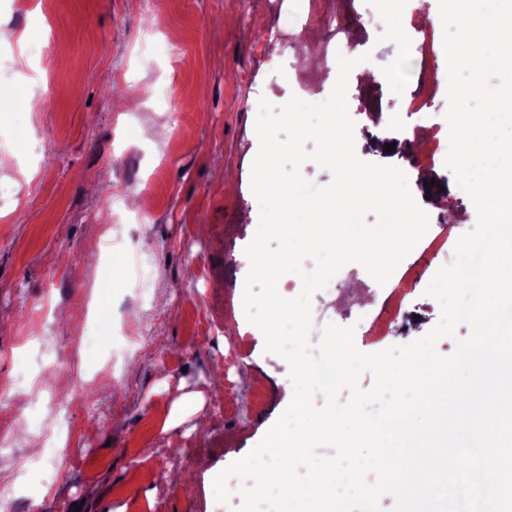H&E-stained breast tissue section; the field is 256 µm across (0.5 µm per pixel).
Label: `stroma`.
Returning a JSON list of instances; mask_svg holds the SVG:
<instances>
[{"label":"stroma","mask_w":512,"mask_h":512,"mask_svg":"<svg viewBox=\"0 0 512 512\" xmlns=\"http://www.w3.org/2000/svg\"><path fill=\"white\" fill-rule=\"evenodd\" d=\"M374 22L370 61L356 72L389 73L409 58L402 84L383 87L389 117L417 87L408 57L413 27L438 0H353ZM278 0H0V26L26 33L15 52L22 89L0 99V137L29 127L32 146L0 151V383L7 390L0 469L22 512H237L213 482L244 457L293 397L289 365L267 352L242 318L260 207L251 189L259 148L256 104L294 93L288 54L266 48ZM44 43V54L27 53ZM129 90L124 108L114 80ZM44 96L41 111L21 102ZM149 208L128 218L140 191ZM142 258L146 296L119 274ZM341 288L311 297L321 325H360L376 289L357 263ZM98 349L74 341L89 328ZM80 372L89 387L69 397ZM68 399L71 437L47 460L42 431L55 428L43 380ZM184 395L198 415L177 417Z\"/></svg>","instance_id":"1"}]
</instances>
